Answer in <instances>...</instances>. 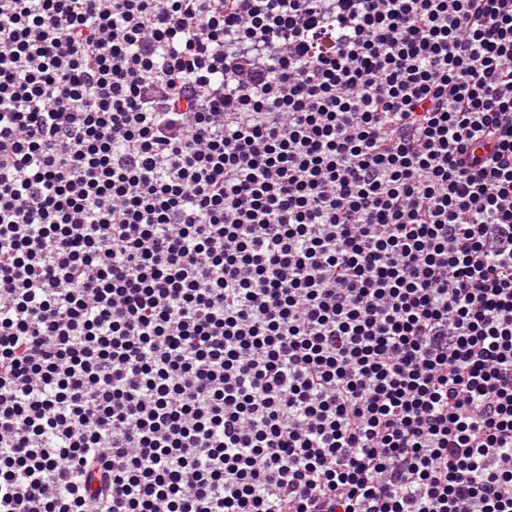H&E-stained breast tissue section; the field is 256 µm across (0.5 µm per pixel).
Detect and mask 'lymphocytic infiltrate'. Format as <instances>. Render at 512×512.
<instances>
[{"label":"lymphocytic infiltrate","mask_w":512,"mask_h":512,"mask_svg":"<svg viewBox=\"0 0 512 512\" xmlns=\"http://www.w3.org/2000/svg\"><path fill=\"white\" fill-rule=\"evenodd\" d=\"M0 512H512V0H0Z\"/></svg>","instance_id":"f902f5d3"}]
</instances>
